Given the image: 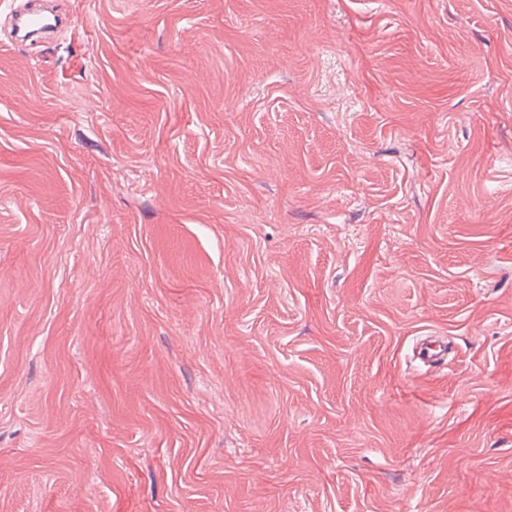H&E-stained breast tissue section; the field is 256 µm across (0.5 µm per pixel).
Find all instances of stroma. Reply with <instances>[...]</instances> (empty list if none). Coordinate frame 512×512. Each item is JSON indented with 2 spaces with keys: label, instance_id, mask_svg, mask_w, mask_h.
<instances>
[{
  "label": "stroma",
  "instance_id": "obj_1",
  "mask_svg": "<svg viewBox=\"0 0 512 512\" xmlns=\"http://www.w3.org/2000/svg\"><path fill=\"white\" fill-rule=\"evenodd\" d=\"M57 2L0 43V512H512V0Z\"/></svg>",
  "mask_w": 512,
  "mask_h": 512
}]
</instances>
